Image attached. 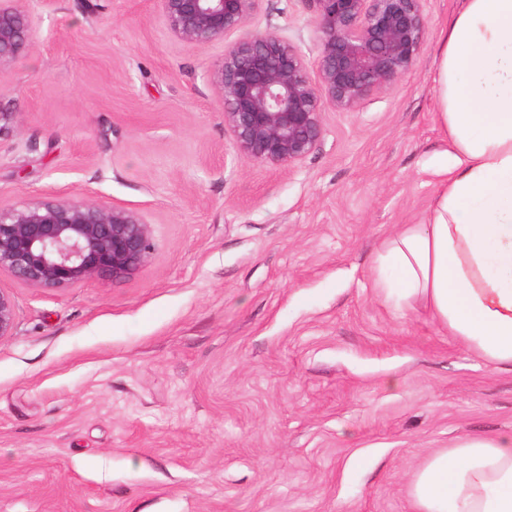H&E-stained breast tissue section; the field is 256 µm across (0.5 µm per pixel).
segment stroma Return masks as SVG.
<instances>
[{
  "mask_svg": "<svg viewBox=\"0 0 512 512\" xmlns=\"http://www.w3.org/2000/svg\"><path fill=\"white\" fill-rule=\"evenodd\" d=\"M459 5L423 0L413 68L272 167L237 159L204 80L223 41L175 39L156 0H22L0 205L121 206L152 250L64 290L0 272V512H412L429 451L512 433V371L373 286L378 245L434 195L435 46ZM314 17L260 0L245 28L312 58ZM14 299L7 289L0 288V339L9 336L14 326Z\"/></svg>",
  "mask_w": 512,
  "mask_h": 512,
  "instance_id": "35a3bbf8",
  "label": "stroma"
}]
</instances>
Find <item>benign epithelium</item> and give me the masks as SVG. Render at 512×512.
<instances>
[{
  "instance_id": "1",
  "label": "benign epithelium",
  "mask_w": 512,
  "mask_h": 512,
  "mask_svg": "<svg viewBox=\"0 0 512 512\" xmlns=\"http://www.w3.org/2000/svg\"><path fill=\"white\" fill-rule=\"evenodd\" d=\"M20 0H0V67L26 49L32 19ZM175 38L222 40L242 29L259 0H157ZM318 54L275 31L224 44L205 73L220 95L224 125L248 163L291 166L316 147L322 113L352 111L409 72L425 31L422 0H314ZM151 252L150 225L138 213L94 201L46 198L0 206V271L29 286L61 290L97 276L121 279ZM14 326V299L0 288V339Z\"/></svg>"
}]
</instances>
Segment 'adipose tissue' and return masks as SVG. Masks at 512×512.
I'll use <instances>...</instances> for the list:
<instances>
[{"label":"adipose tissue","instance_id":"ef3b65f1","mask_svg":"<svg viewBox=\"0 0 512 512\" xmlns=\"http://www.w3.org/2000/svg\"><path fill=\"white\" fill-rule=\"evenodd\" d=\"M437 122L448 143L424 222L375 258L374 284L492 368L512 369V0H462L435 54ZM414 512H512V434L465 436L428 454Z\"/></svg>","mask_w":512,"mask_h":512}]
</instances>
